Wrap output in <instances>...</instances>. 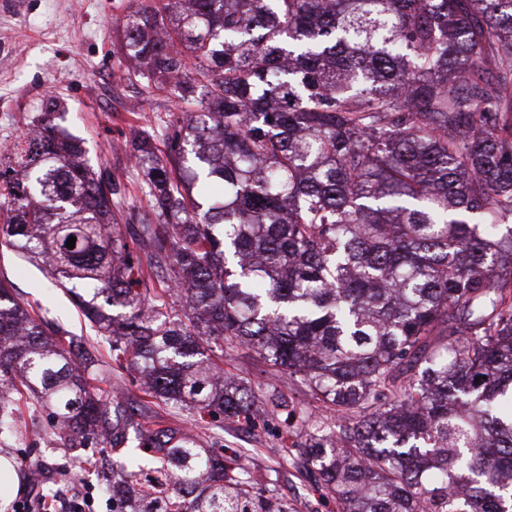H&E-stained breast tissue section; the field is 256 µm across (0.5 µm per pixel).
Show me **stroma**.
<instances>
[{
  "instance_id": "1",
  "label": "stroma",
  "mask_w": 512,
  "mask_h": 512,
  "mask_svg": "<svg viewBox=\"0 0 512 512\" xmlns=\"http://www.w3.org/2000/svg\"><path fill=\"white\" fill-rule=\"evenodd\" d=\"M73 2L0 0V146L13 143L30 127L48 97L59 99L65 107L59 125L83 140L89 164L111 173L119 187L114 201L123 215L122 232L131 241L140 225L155 221L133 167V130L168 109L170 101L165 93L147 92L128 77L136 63L120 52L122 32L114 22L129 0H81L78 9ZM0 278L12 284L19 299L39 308L52 326L89 344L99 342L71 295L1 246ZM224 368L249 382L259 406L275 395L282 408L250 425L228 420L219 427L181 404L146 397L138 375L120 369L111 351L103 353L104 387L124 399L132 413L158 412L168 425L236 457L257 488L285 498L291 512H336L296 451L309 432L334 425L332 410L300 382L273 375L250 350L225 354ZM15 430V436L0 439V455L8 457L21 483H28L30 471H38V487L51 500L71 481L97 487L120 458L98 448L73 460L41 410L22 408Z\"/></svg>"
}]
</instances>
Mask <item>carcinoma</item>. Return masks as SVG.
<instances>
[{
    "instance_id": "1",
    "label": "carcinoma",
    "mask_w": 512,
    "mask_h": 512,
    "mask_svg": "<svg viewBox=\"0 0 512 512\" xmlns=\"http://www.w3.org/2000/svg\"><path fill=\"white\" fill-rule=\"evenodd\" d=\"M119 24L173 103L134 138L165 288L140 289L117 186L53 98L0 158V243L151 398L250 422L226 348L306 385L339 421L300 448L336 512H512V0H131ZM101 381L0 280V437L22 404L78 460L134 432L120 468L152 492L106 488L112 512H288Z\"/></svg>"
}]
</instances>
